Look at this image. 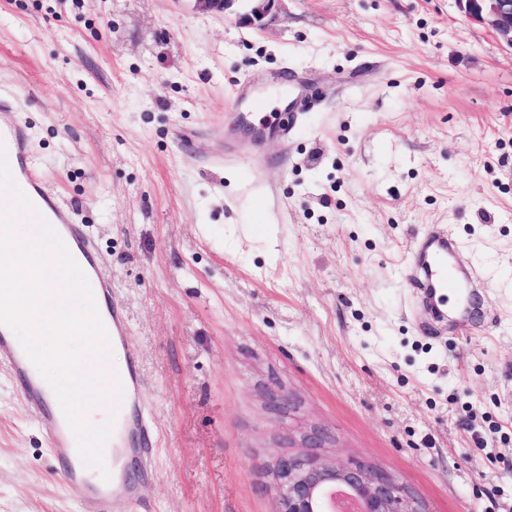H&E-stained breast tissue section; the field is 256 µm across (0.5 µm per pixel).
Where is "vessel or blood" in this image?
Segmentation results:
<instances>
[{
    "label": "vessel or blood",
    "mask_w": 512,
    "mask_h": 512,
    "mask_svg": "<svg viewBox=\"0 0 512 512\" xmlns=\"http://www.w3.org/2000/svg\"><path fill=\"white\" fill-rule=\"evenodd\" d=\"M12 107L0 98V149L6 153L9 167L17 180L29 187L28 198L58 233L70 253L91 258L90 242L83 228L68 223L55 195L47 191L43 179L29 158V139L25 129L9 114ZM462 241L436 224L410 246L406 262L408 288L419 294L425 304L439 315L463 314L465 293L483 287L484 281L475 267L454 263ZM89 283L105 305L101 321L112 348L124 353L127 372L120 378L122 401L117 410L111 436L103 450L104 469L85 466L78 443L53 389L37 377L32 361L15 331L0 325V363L6 364L20 381L28 399L36 407L47 430L53 453L61 465L63 478L82 512H136L139 503L135 484L128 481L118 467L127 454L150 464L153 456V425L143 412V383L138 355L128 343V324L124 310L113 295L112 285L99 269H92Z\"/></svg>",
    "instance_id": "b4317fda"
}]
</instances>
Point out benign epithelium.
I'll list each match as a JSON object with an SVG mask.
<instances>
[{"mask_svg": "<svg viewBox=\"0 0 512 512\" xmlns=\"http://www.w3.org/2000/svg\"><path fill=\"white\" fill-rule=\"evenodd\" d=\"M242 19L262 27L275 19L282 0H245ZM467 18L496 34L512 50V0H457ZM328 436L315 431L303 439L305 450L279 456L270 492L276 512H427L389 473L370 462L340 463L312 452Z\"/></svg>", "mask_w": 512, "mask_h": 512, "instance_id": "obj_1", "label": "benign epithelium"}]
</instances>
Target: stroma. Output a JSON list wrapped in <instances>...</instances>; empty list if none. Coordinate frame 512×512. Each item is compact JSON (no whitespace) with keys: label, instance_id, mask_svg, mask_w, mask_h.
Returning a JSON list of instances; mask_svg holds the SVG:
<instances>
[{"label":"stroma","instance_id":"1","mask_svg":"<svg viewBox=\"0 0 512 512\" xmlns=\"http://www.w3.org/2000/svg\"><path fill=\"white\" fill-rule=\"evenodd\" d=\"M245 10L0 0V96L138 353L140 512H275L269 466L316 428L428 512H512V49L455 0ZM307 97L286 132L242 135ZM429 224L481 260L466 324L405 286ZM0 512H80L3 366Z\"/></svg>","mask_w":512,"mask_h":512}]
</instances>
